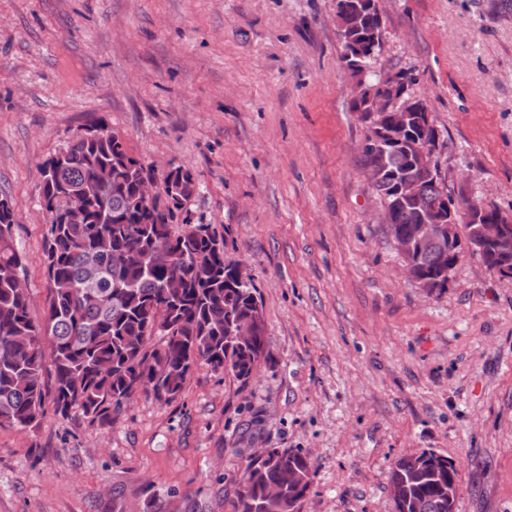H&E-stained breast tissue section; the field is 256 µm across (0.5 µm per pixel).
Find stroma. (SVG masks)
<instances>
[{"mask_svg": "<svg viewBox=\"0 0 512 512\" xmlns=\"http://www.w3.org/2000/svg\"><path fill=\"white\" fill-rule=\"evenodd\" d=\"M380 76L411 75L445 192L512 213V8L385 0ZM336 0H0V197L48 307L42 168L94 122L190 172L174 222L227 231L262 303L247 382L196 367L173 401L111 425L47 412L0 428V512H143L145 488L229 512L258 448L305 453L302 512H396L401 455L458 467L454 512H512V280L465 257L443 291L408 278L363 174Z\"/></svg>", "mask_w": 512, "mask_h": 512, "instance_id": "obj_1", "label": "stroma"}]
</instances>
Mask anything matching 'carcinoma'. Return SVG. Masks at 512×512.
<instances>
[{"mask_svg":"<svg viewBox=\"0 0 512 512\" xmlns=\"http://www.w3.org/2000/svg\"><path fill=\"white\" fill-rule=\"evenodd\" d=\"M343 59L355 76L373 75L374 57ZM388 80L410 98L411 77L399 71ZM375 125L388 152L374 188L391 207L395 239L420 215L445 211L447 193L438 177L421 179L409 145L387 135V118ZM99 127L102 133L75 141L43 166L50 295L42 322L30 315L28 290L18 287L24 255L13 240L9 201L0 198V427H39L48 398L63 418L109 425L136 389L169 402L199 364L245 383L268 357L265 324L250 342L232 336L238 322L253 317L256 288L235 282L234 265L224 260L226 238L209 224L185 222L174 231L170 220L180 204L140 205L137 183L150 168L129 153L120 132ZM396 176L418 183L419 201L398 195ZM75 199L86 220L66 224ZM440 256L433 244L412 259L423 277L445 283ZM171 276L184 288L165 287ZM421 458L418 468L403 456L391 467L392 484L404 491L398 512H454L448 457L424 451ZM312 479L306 455L273 448L243 470L231 512H301ZM167 504L146 489L144 512H168Z\"/></svg>","mask_w":512,"mask_h":512,"instance_id":"carcinoma-1","label":"carcinoma"}]
</instances>
